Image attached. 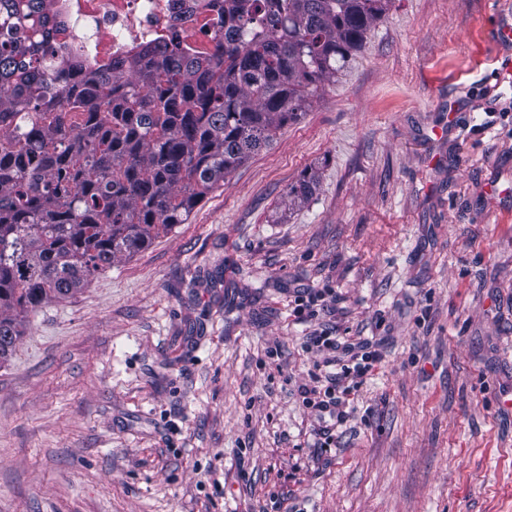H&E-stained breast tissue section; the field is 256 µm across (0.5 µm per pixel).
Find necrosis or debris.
<instances>
[{
  "mask_svg": "<svg viewBox=\"0 0 512 512\" xmlns=\"http://www.w3.org/2000/svg\"><path fill=\"white\" fill-rule=\"evenodd\" d=\"M47 9L66 26L50 45L66 59L68 80L162 41L208 53L224 35V0H50Z\"/></svg>",
  "mask_w": 512,
  "mask_h": 512,
  "instance_id": "obj_1",
  "label": "necrosis or debris"
}]
</instances>
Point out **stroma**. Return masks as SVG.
Returning <instances> with one entry per match:
<instances>
[{"instance_id":"35a3bbf8","label":"stroma","mask_w":512,"mask_h":512,"mask_svg":"<svg viewBox=\"0 0 512 512\" xmlns=\"http://www.w3.org/2000/svg\"><path fill=\"white\" fill-rule=\"evenodd\" d=\"M503 22L512 0H394L186 223L28 313L0 512H512ZM302 287L326 294L308 321ZM327 327L382 360L321 447L299 389Z\"/></svg>"}]
</instances>
